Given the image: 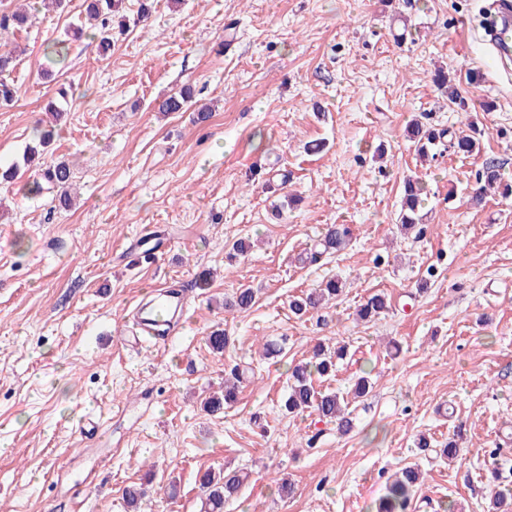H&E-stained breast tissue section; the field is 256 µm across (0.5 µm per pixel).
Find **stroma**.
Masks as SVG:
<instances>
[{"mask_svg":"<svg viewBox=\"0 0 512 512\" xmlns=\"http://www.w3.org/2000/svg\"><path fill=\"white\" fill-rule=\"evenodd\" d=\"M140 3L119 0L108 54L70 43L52 83L44 48L83 0L0 32L23 51L0 106V166L21 167L0 182V512H132L125 489L144 478L139 512H201L200 476L227 466L249 479L224 512H377L387 477L413 464L410 512H488L494 482L512 487V197L469 195L486 161L512 179V72L479 41L484 0H154L144 22ZM439 67L470 114L436 90ZM62 84L74 94L44 161L73 171L68 210L54 190L27 195L22 166ZM185 86L206 121L156 111ZM421 113L453 132L476 118L480 153L440 145L420 161L407 128ZM409 176L427 189L420 236L396 224ZM331 224L350 225V244L305 263ZM331 277L335 301L291 313ZM155 288L184 295L186 320L165 346L133 348V309ZM242 288L254 305L225 308ZM379 292L389 313L356 321ZM267 342L281 354L263 356ZM320 342L348 355L316 388L372 383L346 435L281 406ZM236 365L237 403L204 410ZM89 418L104 428L84 439Z\"/></svg>","mask_w":512,"mask_h":512,"instance_id":"1","label":"stroma"}]
</instances>
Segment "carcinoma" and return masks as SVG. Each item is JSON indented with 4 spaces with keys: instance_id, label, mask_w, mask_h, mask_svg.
I'll return each mask as SVG.
<instances>
[{
    "instance_id": "cac0c4a2",
    "label": "carcinoma",
    "mask_w": 512,
    "mask_h": 512,
    "mask_svg": "<svg viewBox=\"0 0 512 512\" xmlns=\"http://www.w3.org/2000/svg\"><path fill=\"white\" fill-rule=\"evenodd\" d=\"M117 7V0H85V19L93 27L91 38L98 41V47L104 54L112 48V15ZM31 22L28 0H17L14 9L0 14V30H21ZM434 86L462 112H468L466 98L461 95L456 79L444 69L434 71L432 75ZM60 99L49 102L45 110L53 120L58 122L66 115L67 92H59ZM192 102L191 87H185L157 105L160 112H180ZM54 126L42 129L35 127V138L39 143L28 148L24 154V163L38 169L41 181H36L30 188L32 192L41 189L40 182L44 181L59 189L57 200L62 208L72 206L71 169L64 161L53 165L43 166L41 156L44 149L54 137ZM483 129L472 119L466 123V129L456 134H449L445 129H436L416 119L408 129V137L417 153L424 159L429 158L432 148L443 139H448L453 152L469 157L479 153ZM497 192L503 197L512 195V184L503 181L501 167L494 162H486L475 173V189L472 202L482 204L488 193ZM424 189L420 182L407 180L404 185V196L398 223L405 229H414L421 224L419 207L423 201ZM350 241V229L344 224H332L321 239L323 251L338 252L343 250ZM342 292L341 282L329 280L324 285L314 288L306 294L291 301V311L302 315L317 309L325 303L337 298ZM255 297L251 289L239 290L232 300L225 302L231 308L247 309L254 303ZM389 302L383 293H376L367 298L357 309V318L361 321H374L389 311ZM348 353L347 345L343 344L335 350L326 348L323 344L315 345L311 350V360L295 366L291 371L289 390L283 407L290 414L307 411L315 413L320 420L336 423L337 429L348 433L353 428V420L347 410L348 401L343 394L327 389L318 390L313 383V376L328 377L336 371L337 361L342 360ZM242 383V373L235 367L224 377V394L206 402V408L215 412L226 405L237 401L238 391ZM246 476L239 471L206 472L201 477V484L207 491L204 501V512H224L226 503L235 499L244 485ZM422 479L421 472L412 466L402 468L393 473L387 480V494L379 504L378 512H408L412 495Z\"/></svg>"
}]
</instances>
